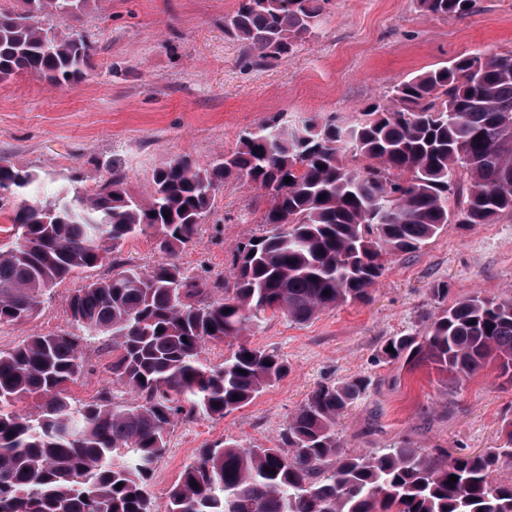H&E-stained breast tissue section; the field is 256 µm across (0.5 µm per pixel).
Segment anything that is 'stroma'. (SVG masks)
I'll list each match as a JSON object with an SVG mask.
<instances>
[{
    "label": "stroma",
    "instance_id": "35a3bbf8",
    "mask_svg": "<svg viewBox=\"0 0 512 512\" xmlns=\"http://www.w3.org/2000/svg\"><path fill=\"white\" fill-rule=\"evenodd\" d=\"M237 6L238 0H92L79 17H52L57 32L96 45L91 69L63 87L29 72L0 82V157L46 186L87 194L117 167L127 189L144 195L167 161L186 156L207 165L268 118L292 125L333 115L350 123L369 105H389L390 88L408 76L470 52L512 51V0H479L478 10L461 19L426 15L418 0H330L315 34L265 66L224 31ZM265 210L260 190L229 179L178 263L195 276L230 277L237 245L264 233ZM111 272L106 263L58 284L35 319L0 326V350L34 333L69 329L67 297ZM438 281L447 282L452 301L512 290V216L449 225L418 251L390 259L366 302L324 310L304 324L279 314L253 329L250 343L285 359L287 375L224 417L177 421L156 465L153 499L166 501L200 449L231 439L274 445L313 389L360 376L370 385L338 426L347 451L402 437L457 454L499 445L502 424L512 418V382L496 363L451 385L432 366L379 357L390 337L424 329L425 314L436 307L429 289ZM84 361V376L70 386L81 403L108 386L112 357L91 343Z\"/></svg>",
    "mask_w": 512,
    "mask_h": 512
}]
</instances>
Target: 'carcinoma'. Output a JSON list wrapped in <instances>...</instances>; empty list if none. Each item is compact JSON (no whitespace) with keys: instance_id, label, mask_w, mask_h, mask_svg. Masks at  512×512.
Listing matches in <instances>:
<instances>
[{"instance_id":"carcinoma-1","label":"carcinoma","mask_w":512,"mask_h":512,"mask_svg":"<svg viewBox=\"0 0 512 512\" xmlns=\"http://www.w3.org/2000/svg\"><path fill=\"white\" fill-rule=\"evenodd\" d=\"M328 2L239 0L224 30L272 64L314 33ZM418 2L435 17L464 18L477 6ZM21 3L0 4V82L21 71L53 87L83 78L95 47L48 20L81 14L91 0ZM232 176L266 192L270 230L237 246L232 279L210 282L185 271L177 253ZM37 181L0 159V200L14 202L12 224L0 227V325L34 318L74 273L108 261L112 274L66 300L74 330L0 350V512H512V482L493 478L512 462V419L500 445L476 454L406 438L353 454L336 427L368 388L364 378L316 387L273 446L226 440L183 469L164 503L149 493L175 421L222 418L288 373L286 360L242 340L267 313L306 323L363 301L388 258L451 224L512 215V52L417 73L393 87L391 105L374 104L348 125L266 119L207 166L180 156L159 167L145 198L117 171L93 195L44 191ZM149 232L167 260L118 259L126 240ZM429 292L439 311L424 333L389 339L383 355L433 364L453 383L493 361L512 381V296L477 292L450 305L447 283ZM228 339L237 341L231 356L208 361L206 346ZM92 340L112 349L110 386L76 403L69 386L83 376ZM31 395L42 399L39 412H16Z\"/></svg>"}]
</instances>
